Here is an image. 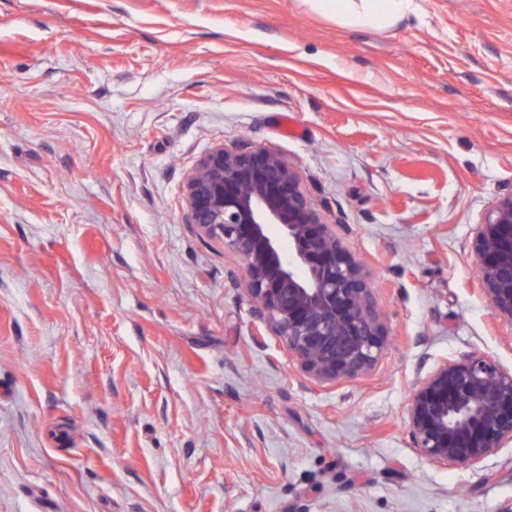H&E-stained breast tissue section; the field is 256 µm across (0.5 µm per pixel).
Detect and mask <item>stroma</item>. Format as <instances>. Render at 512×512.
Masks as SVG:
<instances>
[{
  "instance_id": "obj_1",
  "label": "stroma",
  "mask_w": 512,
  "mask_h": 512,
  "mask_svg": "<svg viewBox=\"0 0 512 512\" xmlns=\"http://www.w3.org/2000/svg\"><path fill=\"white\" fill-rule=\"evenodd\" d=\"M242 141L368 267L369 375L308 378L190 224L198 159ZM511 190L512 0L387 30L302 0H0V512H512V445L446 468L406 425L442 361L512 371L471 262Z\"/></svg>"
}]
</instances>
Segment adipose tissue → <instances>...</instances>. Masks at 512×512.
<instances>
[{"mask_svg":"<svg viewBox=\"0 0 512 512\" xmlns=\"http://www.w3.org/2000/svg\"><path fill=\"white\" fill-rule=\"evenodd\" d=\"M309 7L336 22L387 30L413 10V0H307Z\"/></svg>","mask_w":512,"mask_h":512,"instance_id":"obj_1","label":"adipose tissue"}]
</instances>
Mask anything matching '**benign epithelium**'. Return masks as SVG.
Returning a JSON list of instances; mask_svg holds the SVG:
<instances>
[{
    "label": "benign epithelium",
    "instance_id": "7a95c632",
    "mask_svg": "<svg viewBox=\"0 0 512 512\" xmlns=\"http://www.w3.org/2000/svg\"><path fill=\"white\" fill-rule=\"evenodd\" d=\"M189 223L239 256L253 317L323 386L370 374L387 342L370 272L275 153L246 142L203 155L186 181ZM471 261L492 314L512 325V192L478 224ZM412 447L450 467L512 444V372L472 354L445 360L409 400Z\"/></svg>",
    "mask_w": 512,
    "mask_h": 512
}]
</instances>
